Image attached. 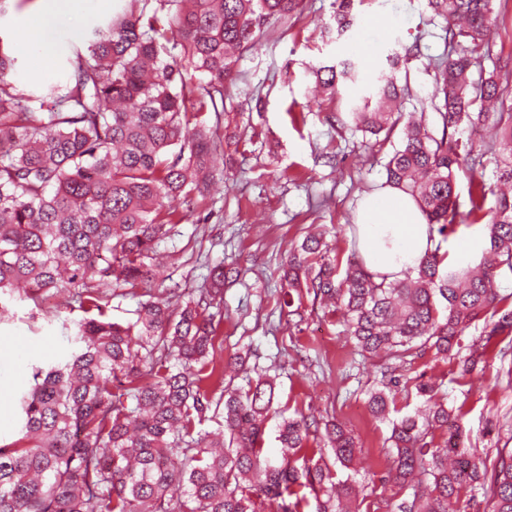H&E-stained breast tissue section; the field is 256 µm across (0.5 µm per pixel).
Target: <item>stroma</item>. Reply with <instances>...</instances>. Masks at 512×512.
Returning a JSON list of instances; mask_svg holds the SVG:
<instances>
[{
  "mask_svg": "<svg viewBox=\"0 0 512 512\" xmlns=\"http://www.w3.org/2000/svg\"><path fill=\"white\" fill-rule=\"evenodd\" d=\"M40 4L9 0L0 15V37L22 48L13 78L36 99L48 86L66 82L71 45L121 9L124 0H72L73 12L54 31L45 59L31 49ZM334 11V0H305L287 34L270 31L256 52L239 60L224 125L231 132L250 125L257 135L225 145L230 164L210 185L200 218L175 228L170 244L183 250L186 261L169 268L165 285L195 284L218 263L241 270V277L224 287L218 342L228 355L252 345L253 364L275 378L279 406L333 416L352 430L357 443L352 476L367 492L360 510L377 512L403 496L381 481L389 466L391 425L373 417L365 403L380 370L358 353L340 316L317 307L301 328H291L280 318L274 294L282 260L307 228L355 222L367 186L385 180L382 164L368 156L360 136L331 127L324 111L309 107L310 67L358 57L357 81L339 86L347 99L371 88L389 55L419 46L420 56L409 60L411 96L405 108L410 111L432 96L427 64L442 55L444 40L426 0H357L354 22L341 36L332 30ZM81 316L80 309H67L61 322L49 324L29 319L20 305L14 318L0 325V437L12 438L16 431L14 395L28 383L29 363L60 355L67 346L62 321ZM483 328L479 321L466 329L448 358L428 350L396 374L421 377L448 405L461 407L470 444L491 454L512 438V352L490 360L484 371L462 374L461 362Z\"/></svg>",
  "mask_w": 512,
  "mask_h": 512,
  "instance_id": "1",
  "label": "stroma"
}]
</instances>
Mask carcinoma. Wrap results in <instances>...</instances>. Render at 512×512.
I'll list each match as a JSON object with an SVG mask.
<instances>
[{
  "instance_id": "carcinoma-1",
  "label": "carcinoma",
  "mask_w": 512,
  "mask_h": 512,
  "mask_svg": "<svg viewBox=\"0 0 512 512\" xmlns=\"http://www.w3.org/2000/svg\"><path fill=\"white\" fill-rule=\"evenodd\" d=\"M495 0H427L443 20L448 54L434 63L432 111L405 124L409 55L388 57L369 95L330 118L384 145L385 184L411 195L434 248L402 279L368 273L357 250L342 260L315 227L288 250L277 305L297 326L311 297L339 307L363 354H384L369 412L385 420L399 380L425 348L446 355L464 331L485 323V338L461 365L471 374L503 357L496 337L512 334L497 277L512 274V57H494ZM354 0H336L337 33L352 24ZM305 0H128L92 28L66 60L65 86L39 107L13 81L14 44L0 38V323L22 303L49 318L43 302L62 295L84 317L64 325L68 346L31 364L20 392L16 438L0 444V512H358L351 469L356 443L345 426L324 423L332 457L313 448L319 423L297 410L281 416V458L264 448L275 384L249 376L252 352L224 360L216 343L224 268L188 293L157 288L161 245L195 212L224 154L226 85L267 30L300 17ZM202 78L195 79V74ZM317 93L335 103L357 63L311 69ZM496 130L475 150L463 130ZM494 179L475 177L487 160ZM468 180L467 201L457 191ZM494 205L486 207L488 198ZM461 224L484 226L478 264L445 262L443 243ZM138 297L134 319H112V298ZM243 375L244 386L234 385ZM392 421L386 482L409 494L398 512H459L482 490L484 512H512V448L493 457L467 446L461 410L433 399ZM221 427L202 429L207 421ZM446 432L443 444L430 442Z\"/></svg>"
}]
</instances>
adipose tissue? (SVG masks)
<instances>
[{"instance_id":"obj_1","label":"adipose tissue","mask_w":512,"mask_h":512,"mask_svg":"<svg viewBox=\"0 0 512 512\" xmlns=\"http://www.w3.org/2000/svg\"><path fill=\"white\" fill-rule=\"evenodd\" d=\"M433 247L416 202L394 187L364 199L357 219V250L369 273L403 278Z\"/></svg>"}]
</instances>
